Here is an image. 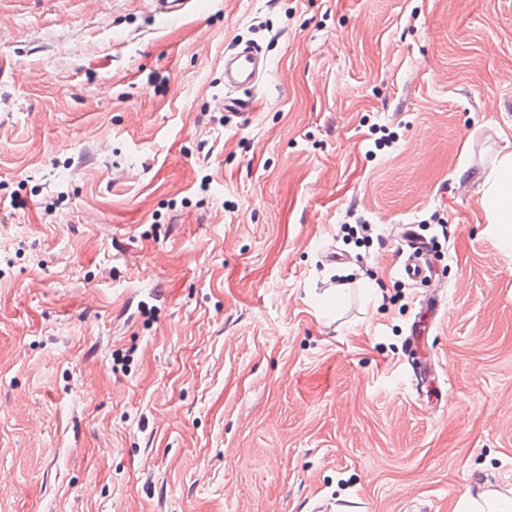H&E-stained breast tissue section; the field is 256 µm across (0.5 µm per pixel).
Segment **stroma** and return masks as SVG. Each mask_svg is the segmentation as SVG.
<instances>
[{
  "label": "stroma",
  "instance_id": "35a3bbf8",
  "mask_svg": "<svg viewBox=\"0 0 512 512\" xmlns=\"http://www.w3.org/2000/svg\"><path fill=\"white\" fill-rule=\"evenodd\" d=\"M242 41L269 67L229 122ZM508 154L512 0H0V512L512 489V249L482 207ZM401 224L433 282L398 274Z\"/></svg>",
  "mask_w": 512,
  "mask_h": 512
}]
</instances>
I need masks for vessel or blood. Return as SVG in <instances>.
Returning <instances> with one entry per match:
<instances>
[{"label":"vessel or blood","instance_id":"b4317fda","mask_svg":"<svg viewBox=\"0 0 512 512\" xmlns=\"http://www.w3.org/2000/svg\"><path fill=\"white\" fill-rule=\"evenodd\" d=\"M268 69L266 60L259 58L251 45H234L224 53V112L227 119L250 113L254 102L241 98V91L254 90ZM404 259L401 275L416 282L427 280L430 270L429 245L419 237L413 225H404L401 233Z\"/></svg>","mask_w":512,"mask_h":512}]
</instances>
